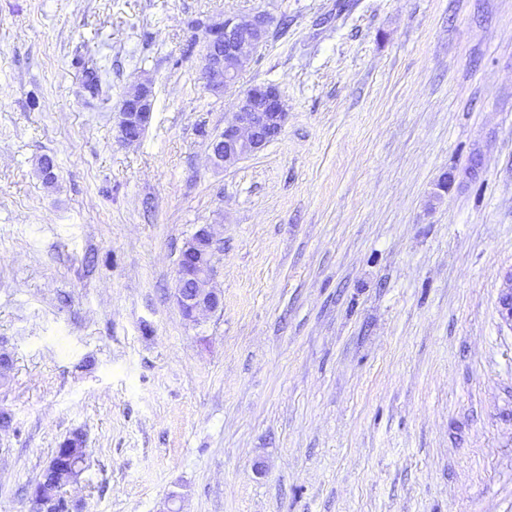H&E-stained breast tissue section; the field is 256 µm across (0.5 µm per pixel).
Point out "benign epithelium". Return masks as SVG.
Here are the masks:
<instances>
[{
    "instance_id": "7a95c632",
    "label": "benign epithelium",
    "mask_w": 512,
    "mask_h": 512,
    "mask_svg": "<svg viewBox=\"0 0 512 512\" xmlns=\"http://www.w3.org/2000/svg\"><path fill=\"white\" fill-rule=\"evenodd\" d=\"M206 46L202 60V79L206 90L221 95L236 83L238 67L264 45L269 21L262 15L226 16L204 24ZM143 93L123 100L116 117L118 137L123 142L139 139L148 127L154 108L152 85L141 84ZM288 118V112L273 85L254 86L237 95L235 112L224 124V130L213 137L211 159L217 167H226L263 149L277 137ZM212 225L200 227L185 244L177 267L175 301L185 319L196 322L200 316L217 311L221 294L205 287L215 275L214 252L220 249ZM193 282L192 290L184 287Z\"/></svg>"
}]
</instances>
